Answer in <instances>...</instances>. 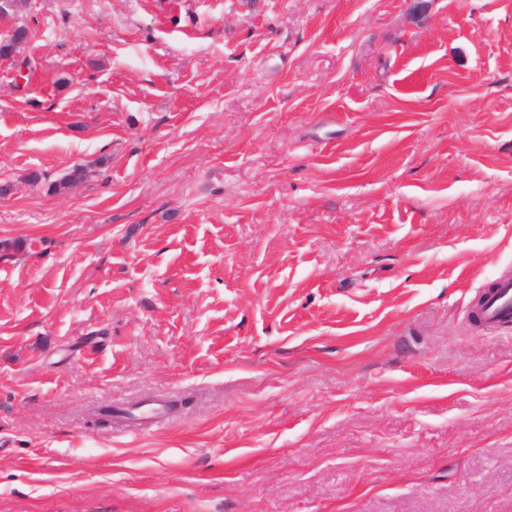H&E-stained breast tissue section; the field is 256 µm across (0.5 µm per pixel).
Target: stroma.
<instances>
[{
    "label": "stroma",
    "instance_id": "1",
    "mask_svg": "<svg viewBox=\"0 0 512 512\" xmlns=\"http://www.w3.org/2000/svg\"><path fill=\"white\" fill-rule=\"evenodd\" d=\"M20 24L0 512H512V324L469 320L512 268V0Z\"/></svg>",
    "mask_w": 512,
    "mask_h": 512
}]
</instances>
